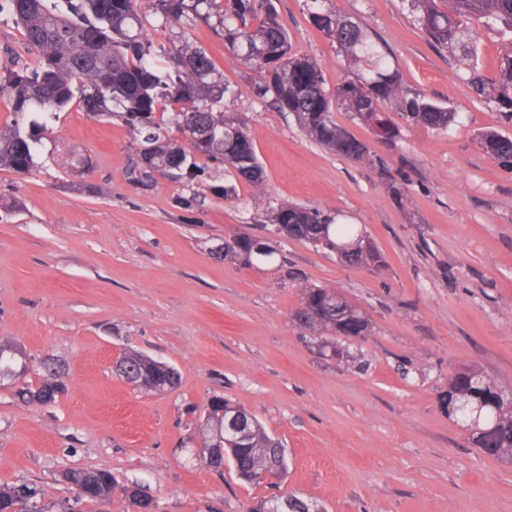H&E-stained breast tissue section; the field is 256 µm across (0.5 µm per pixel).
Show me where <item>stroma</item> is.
Returning <instances> with one entry per match:
<instances>
[{"label": "stroma", "instance_id": "stroma-1", "mask_svg": "<svg viewBox=\"0 0 512 512\" xmlns=\"http://www.w3.org/2000/svg\"><path fill=\"white\" fill-rule=\"evenodd\" d=\"M328 5L368 30L406 88L456 108L458 124L406 125L383 143L339 112L374 161L345 159L255 98L222 37L163 23L146 6L155 50L188 32L223 73L234 91L227 110L247 125L264 182L235 200L166 180L135 189L130 130L74 104L48 119L32 172L0 169V342L25 352L35 373L52 355L67 385L48 407L0 385V484L28 480L64 498L60 474L76 468L137 483L160 512H242L291 491L325 512H512V462L474 447L441 402L449 376L469 366L512 388V170L477 138L512 136V121L477 101L401 0ZM277 8L294 52L320 64L327 87L344 80V59L304 0ZM193 192L197 204L184 209L179 197ZM282 201L361 225L385 266H347L285 237L283 272L217 258L225 238L261 233L268 206ZM307 286L369 318L368 336L337 338L343 357L292 321ZM125 351L173 366L179 386L127 384L113 371ZM215 394L283 442L278 483L245 484L192 456L189 438Z\"/></svg>", "mask_w": 512, "mask_h": 512}]
</instances>
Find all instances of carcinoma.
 <instances>
[{
  "label": "carcinoma",
  "instance_id": "1",
  "mask_svg": "<svg viewBox=\"0 0 512 512\" xmlns=\"http://www.w3.org/2000/svg\"><path fill=\"white\" fill-rule=\"evenodd\" d=\"M310 22L336 44L352 76L329 90L317 61L292 51L288 30L274 0H147L165 22L203 23L246 66L259 73L253 95L270 100L293 114L300 129L316 143L354 162L372 161L366 144L336 123L343 110L372 128L384 126L381 138L393 141L401 124L446 131L457 111L421 92L404 90L400 73L381 53L366 30L353 18L305 0ZM23 43L37 53L34 65L11 54L0 67V93L7 94L13 122L0 127V168L27 173L35 166L46 124L33 113L54 114L75 103L94 120H119L133 133L136 159L126 174L138 189H148L157 177L184 187L201 185L212 195L231 200L242 185L257 186L264 172L254 138L247 126L226 112L229 93L224 77L207 52L190 44L186 34L160 54L143 34L141 0H10ZM414 25L439 51L450 52L464 65L479 100L512 119V40H506L494 74L478 63L475 33H512V0H402ZM398 103L399 119L382 106ZM184 142H179L175 134ZM481 145L504 168L512 169V138L496 131L479 134ZM263 229L336 254L348 266L385 265V258L365 231L318 209L281 203L268 212ZM256 235L238 233L224 240V258L244 267L287 266L278 246L255 248ZM293 320L318 336L322 347L336 352V337L366 336L365 314L328 288L301 289ZM121 369L142 383L144 392L172 390L178 372L171 367L153 374L144 355L123 353ZM37 383L27 380L29 364L22 351L0 343V383L17 386V397L28 404L56 401L66 385L51 382L61 369L40 363ZM448 417L470 432L473 445L485 453L512 460V395L483 373L463 368L448 378ZM235 406L222 395L209 398L205 409L204 449L199 457L220 471L207 448L224 452V462L249 484L262 483L261 473L287 469L285 449L253 415L245 437L225 427L224 409ZM63 479L75 487L74 497L48 500L37 484L19 480L0 485V512H77L84 502L106 503L119 487L108 470H67ZM129 512H158V499L136 484L122 487Z\"/></svg>",
  "mask_w": 512,
  "mask_h": 512
}]
</instances>
